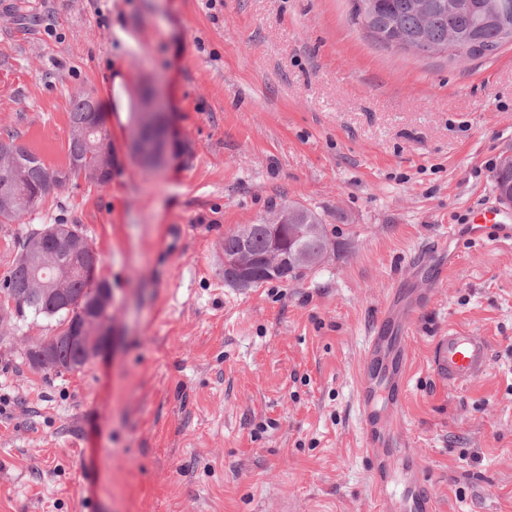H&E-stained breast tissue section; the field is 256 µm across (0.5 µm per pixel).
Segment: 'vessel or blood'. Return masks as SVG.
<instances>
[{
    "instance_id": "obj_1",
    "label": "vessel or blood",
    "mask_w": 512,
    "mask_h": 512,
    "mask_svg": "<svg viewBox=\"0 0 512 512\" xmlns=\"http://www.w3.org/2000/svg\"><path fill=\"white\" fill-rule=\"evenodd\" d=\"M474 236H483L493 229L494 239H512V225L501 221L495 210L476 209L470 218ZM427 299L408 302L401 318H394L392 302H385L377 317L357 372V394L360 404L361 435L372 474V486L378 494L376 512H439L430 478L417 464H408L401 478L403 491L393 497L389 490L395 476L391 459L405 441L402 425L382 428L376 409L380 397L400 404L407 389L406 361L395 351L392 332L396 324L412 325L427 306ZM489 345L484 336L473 331L452 328L447 335L437 337L430 353V366L436 377L448 383L470 384L488 368Z\"/></svg>"
}]
</instances>
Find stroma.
Here are the masks:
<instances>
[{
  "instance_id": "stroma-1",
  "label": "stroma",
  "mask_w": 512,
  "mask_h": 512,
  "mask_svg": "<svg viewBox=\"0 0 512 512\" xmlns=\"http://www.w3.org/2000/svg\"><path fill=\"white\" fill-rule=\"evenodd\" d=\"M349 0H0V137L68 165L71 101L109 103L117 165L73 178L15 243L77 224L113 290L110 353L32 369L54 323L0 315V512H371L356 373L395 286L429 305L397 335L408 362L406 456L442 512H512V241L471 239L512 155V44L458 62L377 46ZM189 152L159 170L127 147L144 79ZM288 202L339 250L303 275L240 290L224 237ZM473 330L486 373L429 366ZM489 345L471 330L450 328L448 336L435 339L430 366L436 377L458 386L468 385L488 368Z\"/></svg>"
}]
</instances>
